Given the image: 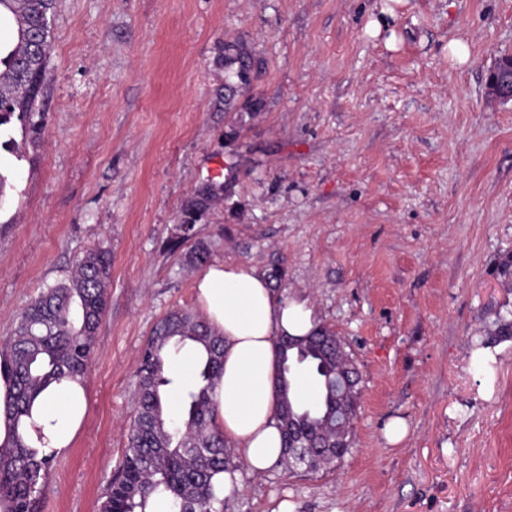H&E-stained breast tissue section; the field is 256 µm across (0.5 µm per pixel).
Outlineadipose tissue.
<instances>
[{"mask_svg":"<svg viewBox=\"0 0 512 512\" xmlns=\"http://www.w3.org/2000/svg\"><path fill=\"white\" fill-rule=\"evenodd\" d=\"M196 299L224 338V372L215 387L216 425L250 472H264L282 454L275 341L306 335L314 325L313 311L307 302L275 291L256 268L226 262L200 274ZM87 408L84 386L53 384L34 401L20 430L38 455L60 456L70 450Z\"/></svg>","mask_w":512,"mask_h":512,"instance_id":"1","label":"adipose tissue"}]
</instances>
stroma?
<instances>
[{
  "label": "stroma",
  "instance_id": "stroma-1",
  "mask_svg": "<svg viewBox=\"0 0 512 512\" xmlns=\"http://www.w3.org/2000/svg\"><path fill=\"white\" fill-rule=\"evenodd\" d=\"M54 4L35 113L0 127V339L89 249L112 275L88 413L42 512L100 510L150 332L198 309L201 270L170 239L207 181L225 185L198 223L213 261L281 265L360 371L349 453L238 465L224 512H512V102L485 93L512 0ZM235 40L264 61L254 115L224 109Z\"/></svg>",
  "mask_w": 512,
  "mask_h": 512
}]
</instances>
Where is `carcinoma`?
<instances>
[{"label": "carcinoma", "instance_id": "carcinoma-1", "mask_svg": "<svg viewBox=\"0 0 512 512\" xmlns=\"http://www.w3.org/2000/svg\"><path fill=\"white\" fill-rule=\"evenodd\" d=\"M53 0H0V12L9 13L15 30L0 43V126L18 114H31L51 37ZM42 36V49L30 51L31 37ZM263 61L244 41L224 46V72L233 88L224 97V111L243 108L258 112L263 103L251 97L239 104L241 90L250 85V72ZM221 196V187L190 196L175 225L174 246L188 244L186 260L203 265L211 253L197 239V223ZM111 278L109 250L97 247L76 263L70 278L46 289L16 320L0 346V367L9 377L10 393L3 413L11 433L0 445V512H40L55 455L39 457L25 444L16 427L30 415L35 398L50 384L84 379L95 351V339L108 305ZM337 336L318 326L307 336L277 343V388L280 400L283 459L293 467L317 470L348 452L336 447L333 427L351 423L357 413L359 389L339 396L336 363ZM192 342L204 351L195 381L181 387V413L168 411V390L179 384L168 368L171 347ZM304 367L317 387V396L305 402L294 390L293 365ZM224 371V340L197 314L188 310L166 313L148 338L138 370V406L117 476L112 480L100 512H153L162 503L168 512H224V489L217 477L234 464L224 435L214 424L212 390ZM302 443L327 444L324 454L311 449L288 453V416Z\"/></svg>", "mask_w": 512, "mask_h": 512}]
</instances>
